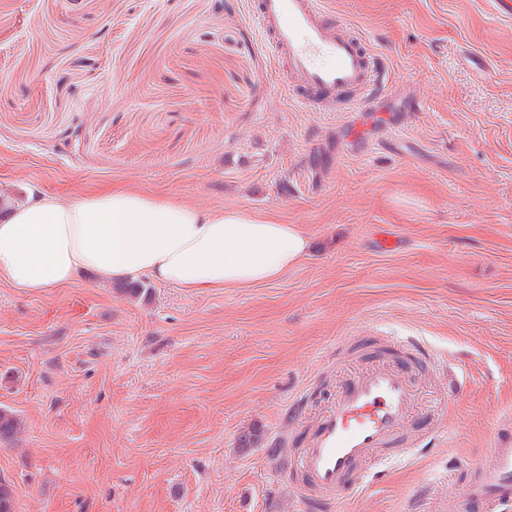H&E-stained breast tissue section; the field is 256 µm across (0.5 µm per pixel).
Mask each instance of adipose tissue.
Returning <instances> with one entry per match:
<instances>
[{
	"label": "adipose tissue",
	"mask_w": 512,
	"mask_h": 512,
	"mask_svg": "<svg viewBox=\"0 0 512 512\" xmlns=\"http://www.w3.org/2000/svg\"><path fill=\"white\" fill-rule=\"evenodd\" d=\"M299 225L237 209L205 210L115 185L64 201L32 186L0 194V282L60 288L148 278L203 295L278 280L312 251Z\"/></svg>",
	"instance_id": "1"
}]
</instances>
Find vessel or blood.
<instances>
[{
  "instance_id": "1",
  "label": "vessel or blood",
  "mask_w": 512,
  "mask_h": 512,
  "mask_svg": "<svg viewBox=\"0 0 512 512\" xmlns=\"http://www.w3.org/2000/svg\"><path fill=\"white\" fill-rule=\"evenodd\" d=\"M274 79L289 102L311 112H330L336 100L346 111H369L386 95L380 59L345 19L323 0H249ZM377 359L347 383L305 432L298 435L294 463L301 475L304 512H328L336 501L386 475L387 463L408 460L447 430L436 421L420 438L413 428L417 398L413 369L439 370L437 354L415 340L374 339ZM493 450L476 465L464 489L444 498L443 512H512V410L492 429Z\"/></svg>"
}]
</instances>
